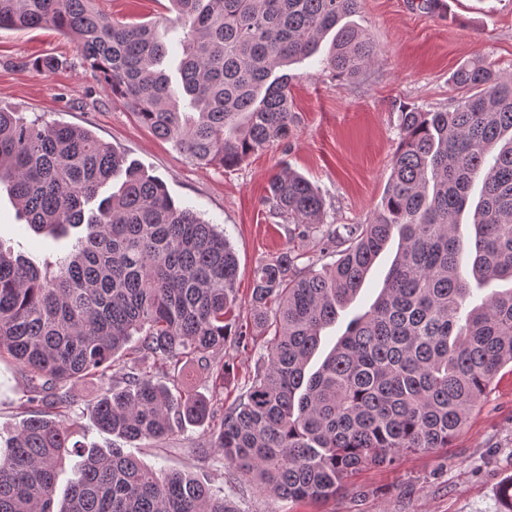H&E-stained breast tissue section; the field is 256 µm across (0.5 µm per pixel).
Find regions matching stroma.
Segmentation results:
<instances>
[{"mask_svg":"<svg viewBox=\"0 0 512 512\" xmlns=\"http://www.w3.org/2000/svg\"><path fill=\"white\" fill-rule=\"evenodd\" d=\"M97 7L129 23H156L165 43L182 36L168 20L169 0H97ZM355 21L376 44L377 61L353 80H339L320 64L331 46L326 40L318 56L289 66L295 124L288 141L231 169L195 164L138 123L94 78L73 41L50 27L0 30V109L29 121L91 130L127 162L162 181L176 204L223 229L238 261L237 313L247 323L256 268L289 246L287 221L273 215L266 201L274 173L287 167L317 186L325 223L366 222L379 209L391 173L400 109L451 108L457 95L449 89V78L472 58L512 72V0H446L441 13L421 0H361ZM46 55L59 59V69L33 71L31 62ZM72 243L69 237L56 241L28 230L14 201L0 189L1 246L42 255L64 252ZM397 247V241L389 242L336 325L324 331L310 369L320 366L347 323L374 302ZM265 342L260 334L248 351L225 350L230 365L224 375L225 404L244 391ZM23 388L14 362L0 359L1 438L14 434L24 419L18 408ZM100 390L95 380H75L62 388L77 440L106 452L118 441L98 428L89 410ZM206 442L203 428L186 425L158 443L122 446L154 468L194 473L237 512H502L499 489L512 477V370L498 373L448 447L404 453L391 466L362 469L334 499L321 504L283 500L233 479L219 453H198Z\"/></svg>","mask_w":512,"mask_h":512,"instance_id":"stroma-1","label":"stroma"}]
</instances>
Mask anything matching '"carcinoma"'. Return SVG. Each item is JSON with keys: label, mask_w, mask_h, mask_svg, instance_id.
<instances>
[{"label": "carcinoma", "mask_w": 512, "mask_h": 512, "mask_svg": "<svg viewBox=\"0 0 512 512\" xmlns=\"http://www.w3.org/2000/svg\"><path fill=\"white\" fill-rule=\"evenodd\" d=\"M184 36L169 48L153 23H126L94 0H0V29L51 26L156 136L200 165L235 167L281 142L294 124L288 74L335 32L323 67L351 79L378 50L347 18L360 0H170ZM180 56V104L161 68ZM465 90L453 108L399 112L400 141L381 208L364 224L323 228L324 202L283 168L268 186L290 239L318 235L339 258L298 266L295 247L254 273V327L273 331L257 371L224 408L227 343L247 350L237 320V260L224 232L177 205L165 185L124 167L81 127L27 121L0 110V184L27 226L58 237L84 228L71 250L42 260L0 246V356L19 366L30 410L0 444V512H237L193 475L155 471L121 448L90 454L60 508L59 470L79 452L65 383L96 378L91 413L127 442H158L205 427L227 468L294 502L336 497L357 471L403 452L448 447L497 373L512 365V287L465 307L467 274L512 283V74L483 59L450 77ZM118 191L85 210L112 177ZM471 270L459 216L476 180ZM399 247L385 288L351 320L321 367L307 372L321 331L362 286L392 235ZM135 365L114 382L120 356ZM193 366L212 395L185 391Z\"/></svg>", "instance_id": "cac0c4a2"}]
</instances>
